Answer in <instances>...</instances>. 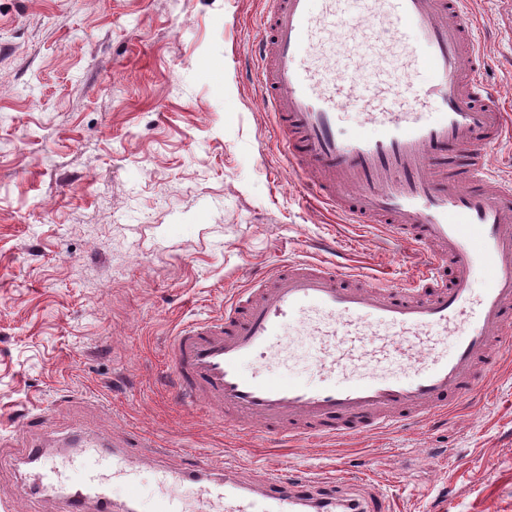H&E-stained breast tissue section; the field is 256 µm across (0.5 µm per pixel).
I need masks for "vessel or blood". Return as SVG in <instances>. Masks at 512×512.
Listing matches in <instances>:
<instances>
[{
	"label": "vessel or blood",
	"mask_w": 512,
	"mask_h": 512,
	"mask_svg": "<svg viewBox=\"0 0 512 512\" xmlns=\"http://www.w3.org/2000/svg\"><path fill=\"white\" fill-rule=\"evenodd\" d=\"M351 44L339 48L340 31ZM257 89L278 148L309 193L356 224H380L426 252L405 288L386 279L341 285L325 261L294 260L255 277L217 318L180 326L167 345L174 391L215 411L229 429L267 438H347L425 419L482 391L500 358L493 340L512 331V182L486 163L512 128L482 77L483 47L466 0H267ZM372 64L369 79L357 72ZM431 76L417 82L420 71ZM364 111L380 137L342 135L344 108ZM485 287L473 295L471 283ZM298 323L310 365L337 375L312 386L260 371L284 360L287 324ZM449 343L446 351L438 343ZM78 460L31 449L37 491L84 473L63 512H112V481L97 468L100 446L76 439ZM165 472L201 487L196 512H303L315 475H278L254 485L190 454Z\"/></svg>",
	"instance_id": "b4317fda"
}]
</instances>
